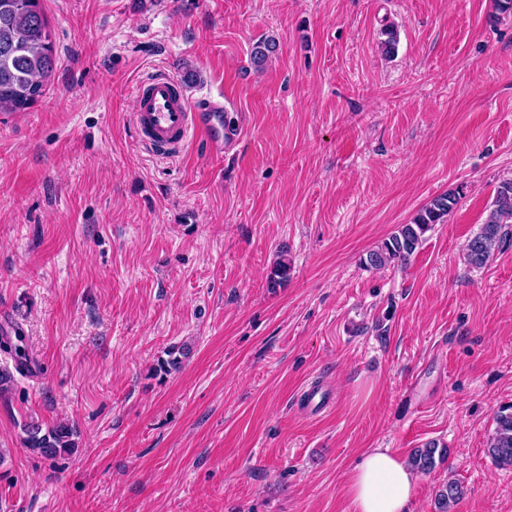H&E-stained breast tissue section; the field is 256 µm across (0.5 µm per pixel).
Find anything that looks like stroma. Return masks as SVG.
Segmentation results:
<instances>
[{
	"mask_svg": "<svg viewBox=\"0 0 512 512\" xmlns=\"http://www.w3.org/2000/svg\"><path fill=\"white\" fill-rule=\"evenodd\" d=\"M56 70L0 124V512H353L364 449L447 455L410 512H512V233L464 258L512 178V13L494 0H40ZM398 32L391 57L379 49ZM277 52L255 70L254 43ZM192 73L239 124L164 158L135 85ZM408 264L360 260L436 196ZM287 282L270 288L280 248ZM180 367L156 373L173 346ZM317 383L331 404L305 410ZM79 448H25L30 419ZM494 422L488 453L496 466L512 469V406L500 408ZM462 498L463 489L460 484L456 481L448 480L437 490L436 512H454Z\"/></svg>",
	"mask_w": 512,
	"mask_h": 512,
	"instance_id": "35a3bbf8",
	"label": "stroma"
}]
</instances>
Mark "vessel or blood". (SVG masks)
I'll list each match as a JSON object with an SVG mask.
<instances>
[{"mask_svg":"<svg viewBox=\"0 0 512 512\" xmlns=\"http://www.w3.org/2000/svg\"><path fill=\"white\" fill-rule=\"evenodd\" d=\"M132 124L142 146L162 156L192 139L203 140L210 152L224 151V99L186 95L174 75L162 72L142 80L134 90Z\"/></svg>","mask_w":512,"mask_h":512,"instance_id":"obj_1","label":"vessel or blood"}]
</instances>
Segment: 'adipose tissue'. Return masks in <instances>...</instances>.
I'll return each mask as SVG.
<instances>
[{
	"mask_svg": "<svg viewBox=\"0 0 512 512\" xmlns=\"http://www.w3.org/2000/svg\"><path fill=\"white\" fill-rule=\"evenodd\" d=\"M417 476L387 448H371L350 470L346 493L353 512H409Z\"/></svg>",
	"mask_w": 512,
	"mask_h": 512,
	"instance_id": "1",
	"label": "adipose tissue"
}]
</instances>
